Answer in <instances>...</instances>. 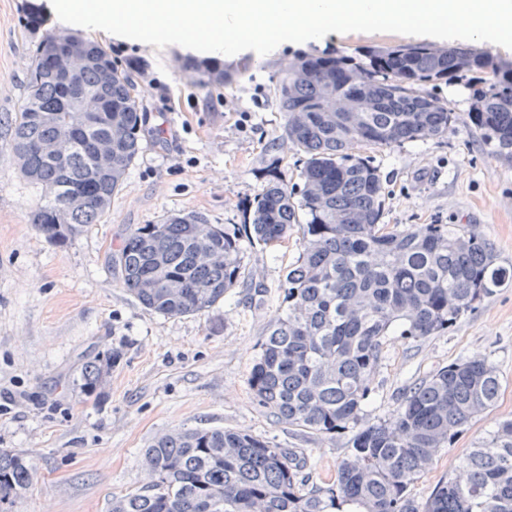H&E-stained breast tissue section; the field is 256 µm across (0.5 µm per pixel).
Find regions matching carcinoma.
<instances>
[{
    "mask_svg": "<svg viewBox=\"0 0 512 512\" xmlns=\"http://www.w3.org/2000/svg\"><path fill=\"white\" fill-rule=\"evenodd\" d=\"M54 33L42 35L24 95L10 121V150L27 147L23 176L44 190L31 216L35 230L64 244L109 209L140 151L142 112L132 83L109 55L78 73L74 84L51 68ZM203 87L230 84L238 72L215 61H192ZM461 83L470 92L464 113L451 112L434 89ZM103 98L108 111L91 124L65 108L68 94ZM369 93L377 106L351 122L336 121L330 104ZM276 97L285 138L306 155L302 186L288 188L278 165L253 200L248 221L230 233L199 212L165 217L132 230L111 259L124 288L149 312H206L242 277V246H276L301 224L302 252L282 282L288 313L259 344L249 386L258 404L281 422L324 435L352 431L336 479L306 488V461L268 440L214 428L166 433L143 452L154 483L112 502V512H512V420L503 422L463 466L464 482L441 481L420 506L407 480L423 474L448 443V431L491 407L500 386L485 359L452 363L415 384L388 420L364 422L383 344L393 333L419 341L441 336L466 313L512 281L491 244L446 224L389 231L381 223L385 187L371 156L379 148L437 139L463 121L504 154H512V61L483 48L429 43L365 48L356 54L303 53L282 72ZM40 112L47 121L33 118ZM75 147L53 159L38 145L63 136ZM112 139V177L98 172L94 148ZM72 191L85 206L64 208ZM120 353H99L78 379L99 394ZM32 459L0 449V503L14 506L30 487Z\"/></svg>",
    "mask_w": 512,
    "mask_h": 512,
    "instance_id": "cac0c4a2",
    "label": "carcinoma"
}]
</instances>
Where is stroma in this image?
Returning <instances> with one entry per match:
<instances>
[{
	"instance_id": "1",
	"label": "stroma",
	"mask_w": 512,
	"mask_h": 512,
	"mask_svg": "<svg viewBox=\"0 0 512 512\" xmlns=\"http://www.w3.org/2000/svg\"><path fill=\"white\" fill-rule=\"evenodd\" d=\"M0 0V448L30 455L37 468L13 512H111L113 500L152 481L142 452L155 437L218 428L266 438L305 457L308 486L336 475L349 433L321 435L277 421L260 407L248 378L258 343L286 306L281 283L300 252L292 234L277 248L246 246L244 276L223 304L194 315L147 312L109 272L108 257L134 228L197 211L234 230L279 161L297 185L299 156L283 135L275 76L297 52L355 50L409 43L394 33L331 34L284 42L260 55H218L245 67L237 82L202 88L175 46L101 39L133 82L143 114L142 149L99 223L66 244L38 234L29 218L39 190L6 149L33 54L24 31L26 2ZM372 156L386 184L382 221L392 230L447 224L487 240L512 265V155L494 152L459 122L433 140L381 147ZM263 287L254 295L252 284ZM116 351L100 398L76 380L86 355ZM484 358L499 376L495 404L452 429L423 475L408 483L425 502L441 480L463 474L470 448L512 419V286L495 289L440 336L387 337L365 420L389 419L406 390L442 367Z\"/></svg>"
}]
</instances>
